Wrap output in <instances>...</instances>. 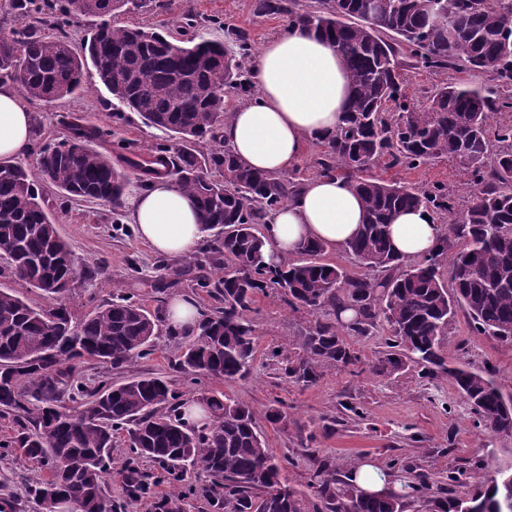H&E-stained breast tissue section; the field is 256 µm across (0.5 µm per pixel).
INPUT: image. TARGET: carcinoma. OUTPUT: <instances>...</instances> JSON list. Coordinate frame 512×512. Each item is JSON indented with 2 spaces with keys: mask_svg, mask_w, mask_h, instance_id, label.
<instances>
[{
  "mask_svg": "<svg viewBox=\"0 0 512 512\" xmlns=\"http://www.w3.org/2000/svg\"><path fill=\"white\" fill-rule=\"evenodd\" d=\"M146 6L147 0H10L11 11L33 25L0 33V81L17 84L26 99L69 98L92 68L112 96V120L136 112L172 139L139 153L121 145L118 167L88 145L103 137L101 128L73 123L68 137L40 150L37 175L0 160V258L52 301L34 306L0 289V411L15 416V444L25 457L48 467L30 489L39 512L67 504L77 512H112L106 487L118 431L130 443L121 476L135 500L150 494V475L138 464L146 457L172 481L190 467L208 473L211 485L200 491L219 512H405L412 499L427 512H464L468 494L440 496L426 474L411 468L412 480L400 481L402 465L394 459L390 486L371 493L315 458L312 501L286 484L248 404L217 395L182 399L172 382L150 374L93 389L69 379L63 365L70 361L117 370L151 354L161 319L116 292L79 322L55 303L80 273L45 209L42 187L116 210L131 176L145 186L163 173L194 197L204 230L224 229L203 252L211 276L197 279L224 306L204 316L182 346V373L245 376L256 352L248 313L258 295L276 288L289 308L321 316L288 349L284 371L292 383L317 381L325 365L355 364L347 337L369 336L384 323L391 339L372 372L396 374L410 360L428 376L446 375L485 429L512 437V410L493 380L448 366L441 349L457 307L475 332L512 343V123H489L491 113L512 110V0H314L305 9L296 0H256L257 13L284 15L330 39L348 71L351 101L317 165L321 175L350 181L364 204L365 223L344 245L352 270L323 262L327 245L320 242L300 243L294 259L261 260L257 225L288 204L302 182L255 171L224 143L226 96L254 91L252 44L220 19L188 16L196 32L185 40L119 22ZM74 16L100 19L78 46L64 32ZM215 26L224 28L222 43L207 37ZM419 64L436 72L462 67L488 80L447 82L428 106L417 107L403 93V75ZM384 157L407 168L444 159L466 167L464 210L456 212L441 185L420 189L362 177ZM210 169L222 178L208 176ZM418 207L451 219L441 224L437 250L412 262L393 250L388 226L397 212ZM347 310L355 316L343 324ZM190 402L208 409L200 427L182 419ZM470 498L477 512H512V484L497 476Z\"/></svg>",
  "mask_w": 512,
  "mask_h": 512,
  "instance_id": "carcinoma-1",
  "label": "carcinoma"
}]
</instances>
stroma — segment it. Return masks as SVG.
I'll return each instance as SVG.
<instances>
[{
  "mask_svg": "<svg viewBox=\"0 0 512 512\" xmlns=\"http://www.w3.org/2000/svg\"><path fill=\"white\" fill-rule=\"evenodd\" d=\"M253 4L254 0H151L148 8L122 15L121 20L173 29L189 13L218 17L244 30L253 48L258 49L286 26L287 18L256 15ZM471 79V73L464 70L411 69L407 72L406 91L415 102L423 104L440 84ZM110 98L107 89L89 72L80 97L52 104L29 102L33 119L31 145L18 156V164L34 167L40 148L66 137L74 122L111 129V137L93 141L92 146L114 156L122 141L144 150L168 140V132L145 126L134 112L126 113L122 124L113 125L106 108ZM371 173L419 188L441 184L459 200L464 197L462 187L468 179L463 167L448 161L408 169L391 166L384 159ZM44 197L59 235L69 245L83 274L67 298L75 318H83L109 301L116 284L154 313L165 312L170 299L180 294L193 299L200 313H211L217 307V300L196 284L197 278L208 275L205 267L193 268L176 287L159 289V282L167 277V268L182 267L185 261L172 258L167 267H160L159 254L139 240L127 207L115 209L104 202L71 201L50 187L45 188ZM249 317L258 339L255 359L246 377L189 379L176 367L185 339L171 334L162 335L147 358L110 371L90 360L76 361L71 365L70 377L94 388L149 373L171 379L182 391L247 402L254 410L256 428L267 448L285 463L288 486L303 495L310 492L311 456L315 453L342 472L360 460L383 466L396 459L427 474L436 488L447 487L449 470L461 468L465 471V490L471 495L484 489L493 471H512V441L479 427L470 405L448 377L425 376L416 365L389 377L372 373V364L386 348V331L378 329L369 336L350 337L359 364L326 367L316 383L302 386L288 381L282 358L273 357L272 351L287 350L290 339L314 323V316L302 310L292 311L273 292L258 296ZM442 346L449 364L490 373L504 398L512 399V344L474 332L466 313L459 309L448 323ZM357 407L362 410L358 416L353 413ZM274 408L286 410L287 420L270 422L267 414ZM300 423H328L333 430L307 439L296 433ZM139 466L158 479L153 488L154 502L168 498L178 488L185 492L183 512H215L205 498L188 492L189 487L210 484L206 473L188 471L184 480L175 485L160 480L161 469L153 461L140 460ZM46 475L45 467L29 460L19 449H12L0 456V495L11 494L19 504L18 512H37L27 489Z\"/></svg>",
  "mask_w": 512,
  "mask_h": 512,
  "instance_id": "35a3bbf8",
  "label": "stroma"
}]
</instances>
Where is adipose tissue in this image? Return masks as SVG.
<instances>
[{
    "mask_svg": "<svg viewBox=\"0 0 512 512\" xmlns=\"http://www.w3.org/2000/svg\"><path fill=\"white\" fill-rule=\"evenodd\" d=\"M251 71L257 94L233 108L224 140L248 167L280 174L298 162L306 142L336 130L350 98L347 74L330 40L298 27L268 39ZM31 134V112L12 85L0 83V157L26 151ZM129 218L140 241L159 254L187 256L204 240L194 200L170 176L154 178L131 197ZM363 221L361 199L349 184L313 177L263 225L262 257L280 261L303 240L342 247ZM440 229L435 213L418 208L397 213L388 232L398 252L416 259L437 248Z\"/></svg>",
    "mask_w": 512,
    "mask_h": 512,
    "instance_id": "adipose-tissue-1",
    "label": "adipose tissue"
}]
</instances>
